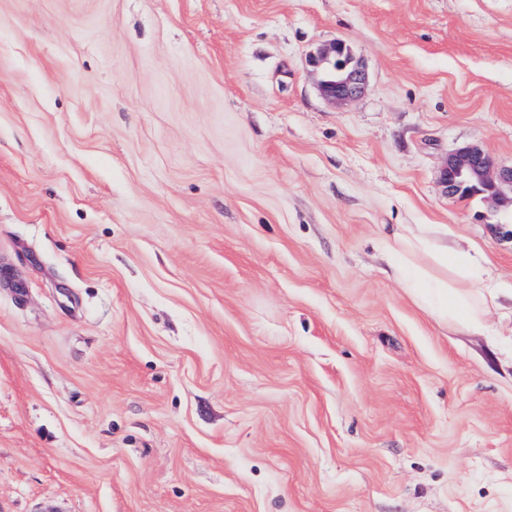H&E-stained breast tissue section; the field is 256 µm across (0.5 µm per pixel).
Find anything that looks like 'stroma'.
Returning a JSON list of instances; mask_svg holds the SVG:
<instances>
[{
	"label": "stroma",
	"instance_id": "1",
	"mask_svg": "<svg viewBox=\"0 0 512 512\" xmlns=\"http://www.w3.org/2000/svg\"><path fill=\"white\" fill-rule=\"evenodd\" d=\"M469 144L512 165V0H0V512H512V297L438 323L379 242L512 287ZM309 65L319 76L317 87L320 94L334 105L354 100L366 89L367 73L342 40L325 45L310 55ZM440 184L448 196L482 195L496 211L510 215V223L502 224H512V165H497L480 146L466 145L449 154Z\"/></svg>",
	"mask_w": 512,
	"mask_h": 512
}]
</instances>
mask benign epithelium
<instances>
[{
	"mask_svg": "<svg viewBox=\"0 0 512 512\" xmlns=\"http://www.w3.org/2000/svg\"><path fill=\"white\" fill-rule=\"evenodd\" d=\"M309 65L319 76L320 94L334 105L354 100L366 89L367 73L342 40L310 55ZM440 184L449 196L481 195L497 211L512 216V165L496 164L478 145H466L448 155L441 170Z\"/></svg>",
	"mask_w": 512,
	"mask_h": 512,
	"instance_id": "obj_1",
	"label": "benign epithelium"
}]
</instances>
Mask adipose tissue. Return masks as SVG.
Wrapping results in <instances>:
<instances>
[{
	"label": "adipose tissue",
	"mask_w": 512,
	"mask_h": 512,
	"mask_svg": "<svg viewBox=\"0 0 512 512\" xmlns=\"http://www.w3.org/2000/svg\"><path fill=\"white\" fill-rule=\"evenodd\" d=\"M444 224H392L381 242L394 278L439 321L457 320L475 333L503 294L480 248H448Z\"/></svg>",
	"instance_id": "ef3b65f1"
}]
</instances>
